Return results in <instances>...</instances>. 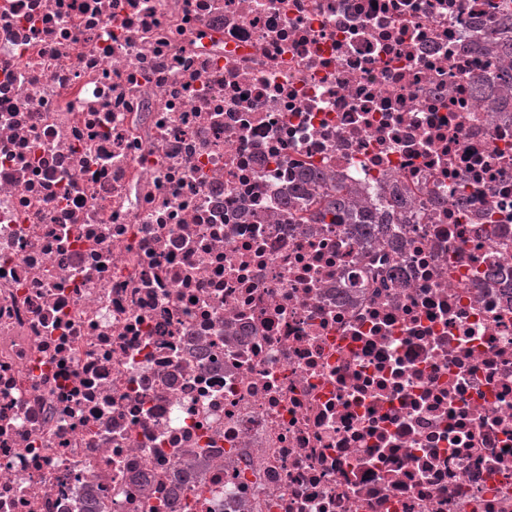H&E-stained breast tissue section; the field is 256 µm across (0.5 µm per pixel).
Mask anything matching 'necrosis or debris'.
Listing matches in <instances>:
<instances>
[{
	"label": "necrosis or debris",
	"mask_w": 512,
	"mask_h": 512,
	"mask_svg": "<svg viewBox=\"0 0 512 512\" xmlns=\"http://www.w3.org/2000/svg\"><path fill=\"white\" fill-rule=\"evenodd\" d=\"M505 3L0 0V512H512ZM488 50L496 53L500 56L501 61V72H500V84L499 93L501 95L512 94V46L508 44V41H499L498 38L491 37L486 41L485 44ZM311 219L314 224H344L343 221L348 219L354 220V224H379L377 217L354 192H350L346 198L336 200V211L325 205L323 210L314 213Z\"/></svg>",
	"instance_id": "1"
}]
</instances>
